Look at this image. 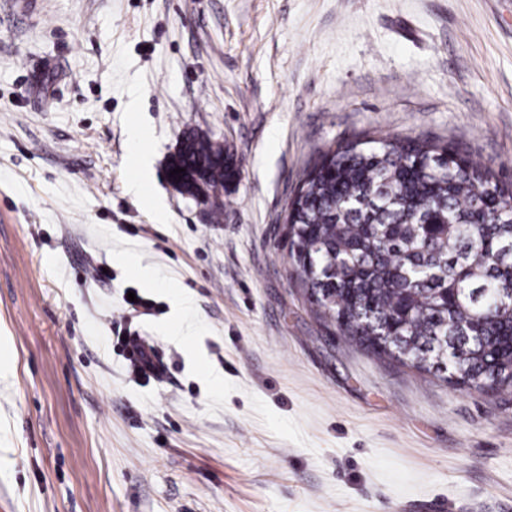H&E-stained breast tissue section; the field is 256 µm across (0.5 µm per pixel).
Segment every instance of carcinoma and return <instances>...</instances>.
I'll return each instance as SVG.
<instances>
[{
    "instance_id": "obj_1",
    "label": "carcinoma",
    "mask_w": 512,
    "mask_h": 512,
    "mask_svg": "<svg viewBox=\"0 0 512 512\" xmlns=\"http://www.w3.org/2000/svg\"><path fill=\"white\" fill-rule=\"evenodd\" d=\"M171 184L218 197L237 178L224 143L191 132ZM289 257L339 333L451 385L512 389V176L422 135L340 141L290 200Z\"/></svg>"
}]
</instances>
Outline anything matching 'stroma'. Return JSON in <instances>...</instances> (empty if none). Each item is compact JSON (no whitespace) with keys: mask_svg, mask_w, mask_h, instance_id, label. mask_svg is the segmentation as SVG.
<instances>
[{"mask_svg":"<svg viewBox=\"0 0 512 512\" xmlns=\"http://www.w3.org/2000/svg\"><path fill=\"white\" fill-rule=\"evenodd\" d=\"M13 2L0 512H512V390L349 342L292 277L283 224L319 151L366 133L448 139L512 171V0ZM189 131L240 164L215 220L166 177ZM131 292L154 314L130 319ZM184 306L193 334L169 336ZM126 329L157 348L160 379L133 373Z\"/></svg>","mask_w":512,"mask_h":512,"instance_id":"obj_1","label":"stroma"}]
</instances>
